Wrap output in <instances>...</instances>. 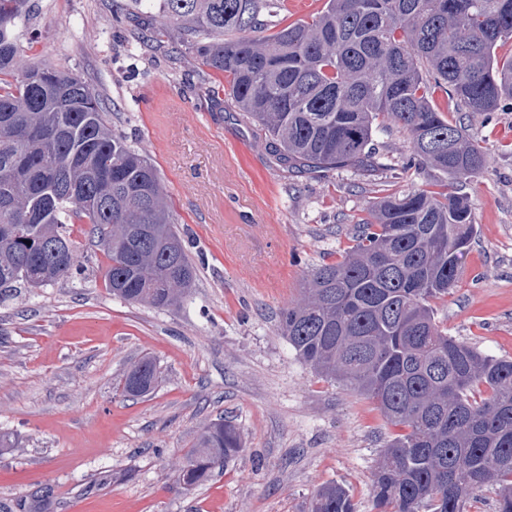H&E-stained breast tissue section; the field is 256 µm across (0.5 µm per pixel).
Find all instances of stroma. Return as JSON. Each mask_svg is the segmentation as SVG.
Here are the masks:
<instances>
[{"mask_svg": "<svg viewBox=\"0 0 512 512\" xmlns=\"http://www.w3.org/2000/svg\"><path fill=\"white\" fill-rule=\"evenodd\" d=\"M130 0H30L18 27L27 53L78 72L101 91L114 127L156 166L197 266L190 296L159 310L112 296L108 259L83 253L74 277L0 301V504L27 512H303L336 483L373 512L372 483L390 426L376 403L316 373L277 329L310 270L336 260L374 198L416 177L383 170L301 174L219 80L149 45L130 50L114 15ZM488 156L466 192L477 235L438 319L449 336L512 359V112H462ZM160 372L143 398L122 392L142 357ZM234 425L243 450L205 484L174 470L199 429ZM51 487L44 502L34 492Z\"/></svg>", "mask_w": 512, "mask_h": 512, "instance_id": "1", "label": "stroma"}]
</instances>
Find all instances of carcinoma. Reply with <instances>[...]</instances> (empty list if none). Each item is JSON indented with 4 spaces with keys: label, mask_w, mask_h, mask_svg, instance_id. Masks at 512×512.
Listing matches in <instances>:
<instances>
[{
    "label": "carcinoma",
    "mask_w": 512,
    "mask_h": 512,
    "mask_svg": "<svg viewBox=\"0 0 512 512\" xmlns=\"http://www.w3.org/2000/svg\"><path fill=\"white\" fill-rule=\"evenodd\" d=\"M280 0H135L154 47L224 81L225 98L264 131L291 170L429 171L379 198L353 244L308 274L278 331L317 373L376 400L405 433L389 440L373 481L374 512H464L498 486L512 512V360L448 335V298L477 234L467 182L488 158L438 111L436 91L467 112L512 101V0H326L309 21L267 35ZM29 0H0V299L67 279L79 268L66 225H88L104 247L109 291L157 309L178 306L196 267L157 170L112 128L105 100L80 74L36 64L16 28ZM127 39L145 42L139 26ZM398 127L407 152L388 160L376 135ZM444 150L434 152L427 143ZM56 238L62 250L42 240ZM157 369L141 359L123 392L144 396ZM242 450L222 420L201 428L174 475L189 491ZM306 512H354L340 485L317 489Z\"/></svg>",
    "instance_id": "obj_1"
}]
</instances>
